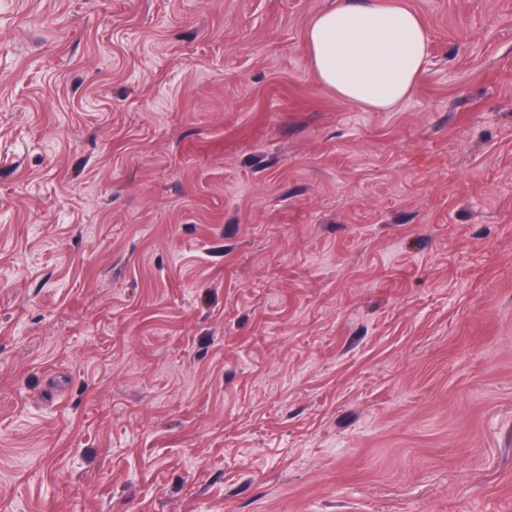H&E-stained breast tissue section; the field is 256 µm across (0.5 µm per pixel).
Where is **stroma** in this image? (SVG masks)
<instances>
[{
    "label": "stroma",
    "instance_id": "1",
    "mask_svg": "<svg viewBox=\"0 0 512 512\" xmlns=\"http://www.w3.org/2000/svg\"><path fill=\"white\" fill-rule=\"evenodd\" d=\"M334 2L0 0V512H512V0ZM306 40L321 83L372 112L411 96L428 49L414 11L378 0L337 1L314 17Z\"/></svg>",
    "mask_w": 512,
    "mask_h": 512
}]
</instances>
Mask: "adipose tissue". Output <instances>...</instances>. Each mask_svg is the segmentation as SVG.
I'll return each instance as SVG.
<instances>
[{
  "mask_svg": "<svg viewBox=\"0 0 512 512\" xmlns=\"http://www.w3.org/2000/svg\"><path fill=\"white\" fill-rule=\"evenodd\" d=\"M306 40L321 83L372 112L411 96L428 49L418 15L380 0H337L314 17Z\"/></svg>",
  "mask_w": 512,
  "mask_h": 512,
  "instance_id": "ef3b65f1",
  "label": "adipose tissue"
}]
</instances>
